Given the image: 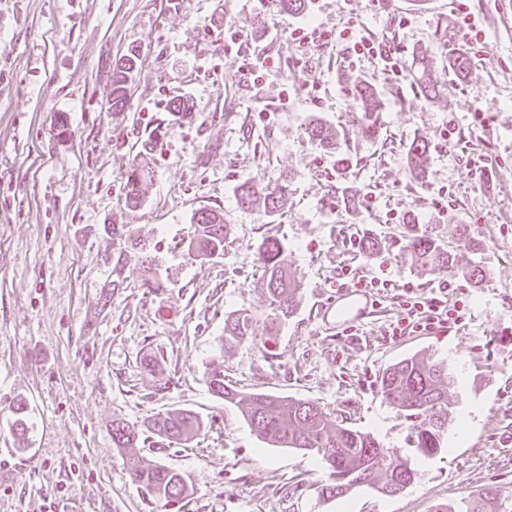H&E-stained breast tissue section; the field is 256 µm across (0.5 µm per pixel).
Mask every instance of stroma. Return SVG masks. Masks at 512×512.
I'll return each instance as SVG.
<instances>
[{
	"label": "stroma",
	"mask_w": 512,
	"mask_h": 512,
	"mask_svg": "<svg viewBox=\"0 0 512 512\" xmlns=\"http://www.w3.org/2000/svg\"><path fill=\"white\" fill-rule=\"evenodd\" d=\"M467 11L488 51L459 76L448 37ZM349 20L356 36L395 51L399 74L379 58L349 65L339 42L301 58L289 37ZM228 29L246 35L245 47L225 42ZM132 50L128 107L115 113L112 70ZM267 54L279 64L251 85L245 57ZM424 66L444 87L432 100L414 85ZM360 82L383 101L371 138L352 95ZM175 98L190 102L192 118L169 112ZM315 118L344 132L347 163L309 139ZM448 128L456 142L438 150ZM417 139L430 147L422 178L408 157ZM469 148L481 179L466 169ZM134 160L149 178L131 208L121 174ZM254 177L287 180L279 216L238 207L239 183ZM443 186L455 202L440 216L432 200ZM202 208L230 226L223 255L206 261L184 246ZM407 208L458 265L481 262L485 280L419 267L399 250L392 213ZM100 224L146 239L159 290H143L134 257L101 305L113 246ZM458 224L472 240L456 235ZM267 235L287 242L301 282L295 315L277 325L258 283L256 247ZM367 235L380 247L366 255ZM357 274L392 285L373 290L370 317L340 338L324 310ZM442 280L467 296L465 325L385 338L400 313L394 286L425 292ZM236 311L270 331L267 344H225L224 318ZM150 352L171 376L165 390L140 368ZM415 354L454 369L447 447L428 457L408 445L406 419L379 392L383 371ZM213 364L242 390L317 402L401 450L417 478L393 496L361 485L319 497L328 474L318 457L259 440L238 408L209 392ZM177 410L204 423L190 447L161 441L135 452L186 476L181 508L145 498L112 446L113 420L139 426ZM495 486L512 490V0H310L304 15L271 12L266 0H0V512H444Z\"/></svg>",
	"instance_id": "stroma-1"
}]
</instances>
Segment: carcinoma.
<instances>
[{
    "label": "carcinoma",
    "instance_id": "1",
    "mask_svg": "<svg viewBox=\"0 0 512 512\" xmlns=\"http://www.w3.org/2000/svg\"><path fill=\"white\" fill-rule=\"evenodd\" d=\"M278 12L302 15L309 7V0H269ZM138 57L130 53L116 64L112 73V100L110 108L123 112L128 105V76L137 65ZM354 95L359 106V123L363 135L376 133L381 103L375 86L361 84ZM310 139L327 150L338 144L340 134L317 119L306 128ZM414 168L424 169L428 144L415 140L409 147ZM146 174L133 161L122 173L123 199L128 207H136L143 200ZM286 185L275 189L261 180H244L237 190V203L249 209L262 203L270 216L280 213L285 198ZM229 225L224 214L211 209H200L193 217V234L187 248L200 260H207L224 252V241ZM103 232L119 248L113 251L112 275L106 285L109 292L122 287L121 273L128 257V249L138 252L147 273L142 287H161L153 275L155 258L148 252L144 240L134 238L124 224H105ZM402 251L419 265L438 271H456L475 284L486 277L485 269L477 262L459 267L453 255L439 243L426 224H405L401 235ZM260 280L268 296L269 307L277 318H290L299 303L301 285L287 264V246L275 235H268L257 245ZM224 332L232 340L256 339L252 318L237 313L224 319ZM141 369L155 378L161 390L171 381L163 360L145 356ZM206 383L212 394L224 402L238 407L242 417L253 432L266 444L278 448H296L315 453L328 470V482L320 486V495L335 498L351 488L368 485L378 493L390 496L412 484L417 470L411 459L398 451L386 448L369 432L355 429L332 418L317 403L257 390L243 391L224 380V368L216 367L205 373ZM451 370L447 362L431 357L413 355L389 366L380 379V393L384 400L410 421L411 443L422 456H430L445 447L448 426V386ZM201 421L190 410L157 415L143 429L122 420L112 422V445L117 449L132 448L149 436L158 437L168 444L188 446L200 433ZM130 474L142 491L150 498L166 503H184L191 487L179 471L163 465L144 467L140 460L127 459ZM512 492L499 487L486 489L474 498L462 502V510L448 506V512H500Z\"/></svg>",
    "mask_w": 512,
    "mask_h": 512
}]
</instances>
